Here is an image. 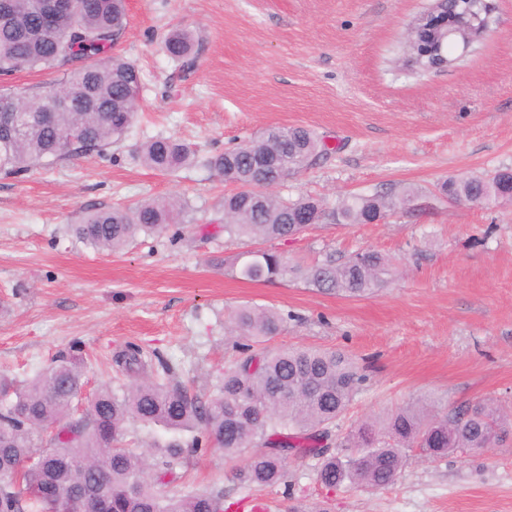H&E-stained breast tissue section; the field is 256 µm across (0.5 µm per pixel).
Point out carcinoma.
I'll return each instance as SVG.
<instances>
[{
  "label": "carcinoma",
  "instance_id": "cac0c4a2",
  "mask_svg": "<svg viewBox=\"0 0 512 512\" xmlns=\"http://www.w3.org/2000/svg\"><path fill=\"white\" fill-rule=\"evenodd\" d=\"M448 6L457 22L440 32L468 33L488 22L481 0H432L430 9ZM125 0H85V6L57 16L53 28L35 33L38 21L30 0H14L0 12V75L14 71L66 68L53 89L28 102L24 128L10 145L0 146V174L17 175L39 164L101 153L124 137L137 118L142 75L139 68L110 54L125 28ZM457 39H435L427 26L408 34L397 58L402 67L424 75L447 59L454 62ZM167 55L190 58L192 38L175 31L165 38ZM73 104L53 111L55 98ZM334 152L302 126L271 127L259 137L211 158L224 181L255 179L256 156L277 160L286 178ZM195 153L172 137L142 143L138 159L145 167L169 174L190 164ZM450 199L489 206L512 190V168L485 176L445 181ZM417 194L346 197L330 205L312 198H284L272 191L248 203L239 194L222 201L224 235L249 243L296 236L307 223L376 224L411 203ZM185 205L176 196L142 201L132 207L86 211L70 225L78 240L116 252L138 235L161 234L181 223ZM237 274L249 281H272L291 274L319 291L370 297L383 283L387 261L364 250L342 263L327 256L313 264L289 265L272 249L237 257ZM284 317L273 308L245 305L224 324L239 350L224 368L212 393L198 394L176 380L173 367L156 358L149 364L136 348L119 352L114 362L139 382L119 379L85 392L80 348L60 353L48 368L24 380L0 372V512H86L91 499L103 497L112 512H229L224 490L170 497L165 487L183 478L191 452L214 450L243 459L236 470L239 487L288 485V457L315 460L317 482L332 491L346 483L369 491L394 485L406 464L405 449L419 448L430 459L450 453H482L512 436V423L489 400L451 407L444 412L410 405L382 419H369L330 450L336 421L365 382L362 368L336 350L285 347L249 352L250 343L278 335ZM160 425L175 435L155 443L156 463L122 445L129 424Z\"/></svg>",
  "mask_w": 512,
  "mask_h": 512
}]
</instances>
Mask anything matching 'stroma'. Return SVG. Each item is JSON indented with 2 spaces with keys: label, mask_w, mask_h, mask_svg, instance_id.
<instances>
[{
  "label": "stroma",
  "mask_w": 512,
  "mask_h": 512,
  "mask_svg": "<svg viewBox=\"0 0 512 512\" xmlns=\"http://www.w3.org/2000/svg\"><path fill=\"white\" fill-rule=\"evenodd\" d=\"M432 0H126L115 55L141 71V110L127 136L18 176L0 175V372L24 378L80 343L89 388L111 383L127 345L178 365L179 381L211 391L233 355L224 320L243 304L285 314L264 351H342L367 380L339 419L360 421L410 405L493 399L512 414V203H457L450 178L512 168V0H490L493 32L452 70L415 77L393 48ZM194 37L186 67L165 35ZM304 126L336 151L290 176L283 197L376 194L416 200L378 224L310 226L270 242L292 265L360 250L390 273L373 297H346L290 277L252 282L232 267L241 242L224 236L220 204L232 189L208 161L271 126ZM163 135L196 153L169 176L137 159ZM169 195L190 212L180 237L164 233L107 254L68 227L86 210ZM391 487L348 484L325 494L311 459L290 456L287 487L261 491L265 512L326 504L329 512H512V444L440 460L407 450ZM235 462L193 454L168 487L240 496Z\"/></svg>",
  "instance_id": "1"
}]
</instances>
